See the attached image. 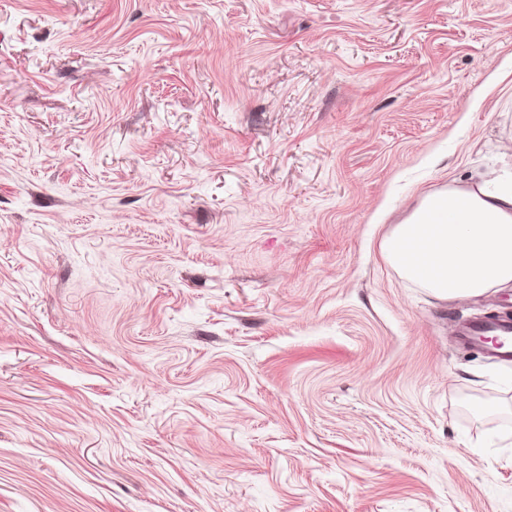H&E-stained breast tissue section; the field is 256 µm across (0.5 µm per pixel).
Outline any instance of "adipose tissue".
<instances>
[{"label":"adipose tissue","instance_id":"adipose-tissue-1","mask_svg":"<svg viewBox=\"0 0 512 512\" xmlns=\"http://www.w3.org/2000/svg\"><path fill=\"white\" fill-rule=\"evenodd\" d=\"M381 250L402 278L439 300L512 286V166L425 193Z\"/></svg>","mask_w":512,"mask_h":512}]
</instances>
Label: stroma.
<instances>
[{"label":"stroma","mask_w":512,"mask_h":512,"mask_svg":"<svg viewBox=\"0 0 512 512\" xmlns=\"http://www.w3.org/2000/svg\"><path fill=\"white\" fill-rule=\"evenodd\" d=\"M512 163V0H0V512H512V363L381 240Z\"/></svg>","instance_id":"stroma-1"}]
</instances>
